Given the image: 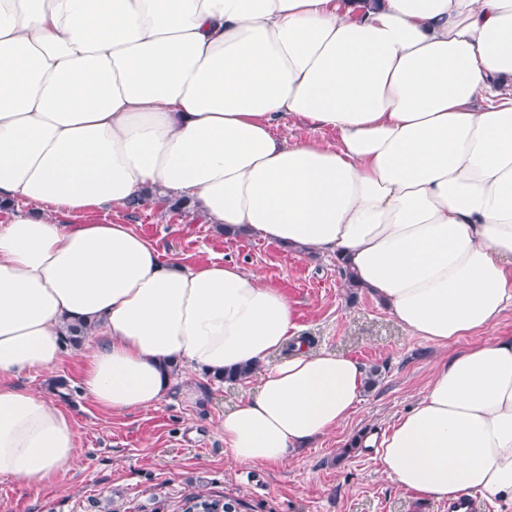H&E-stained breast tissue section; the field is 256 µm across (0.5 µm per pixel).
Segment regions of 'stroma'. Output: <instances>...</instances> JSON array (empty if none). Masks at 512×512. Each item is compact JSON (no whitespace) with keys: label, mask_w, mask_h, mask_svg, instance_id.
<instances>
[{"label":"stroma","mask_w":512,"mask_h":512,"mask_svg":"<svg viewBox=\"0 0 512 512\" xmlns=\"http://www.w3.org/2000/svg\"><path fill=\"white\" fill-rule=\"evenodd\" d=\"M93 220L131 224L164 257L187 265L230 259L259 273L288 298L311 344L379 368L381 375L334 432L294 451L286 464L255 467L231 464L221 428L225 411L255 388V380L192 374L187 381L199 393L195 403L175 391L153 407L115 414L83 397L84 360L68 347L53 372L29 375L24 383L72 415L80 459L41 488L0 480V512H181L184 499L198 493L240 499L242 512H448L447 503L392 482L374 450L349 446L360 432L388 430L412 407L447 349L404 331L373 296L348 287L335 261L261 239L225 238L166 202L133 212L105 208ZM58 380L70 396H59Z\"/></svg>","instance_id":"stroma-1"}]
</instances>
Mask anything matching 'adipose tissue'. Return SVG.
<instances>
[{
  "mask_svg": "<svg viewBox=\"0 0 512 512\" xmlns=\"http://www.w3.org/2000/svg\"><path fill=\"white\" fill-rule=\"evenodd\" d=\"M162 196L335 259L410 335L488 331L512 310V0H0V479L77 459L74 419L19 379L83 323L81 391L115 413L196 400L186 369L253 370L222 420L239 465L287 462L360 402L343 353L272 362L297 326L258 273L89 220ZM378 452L423 498L512 504V336L441 359Z\"/></svg>",
  "mask_w": 512,
  "mask_h": 512,
  "instance_id": "obj_1",
  "label": "adipose tissue"
}]
</instances>
